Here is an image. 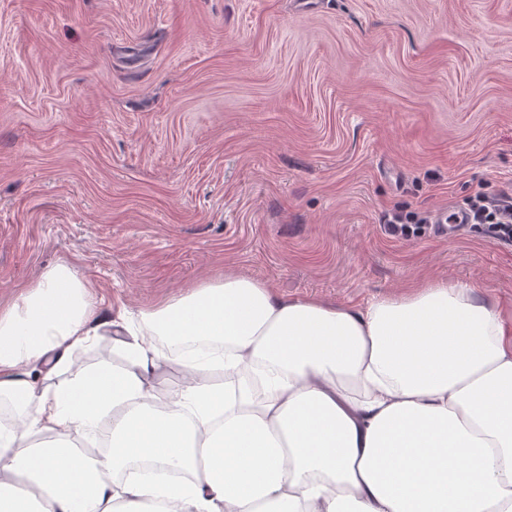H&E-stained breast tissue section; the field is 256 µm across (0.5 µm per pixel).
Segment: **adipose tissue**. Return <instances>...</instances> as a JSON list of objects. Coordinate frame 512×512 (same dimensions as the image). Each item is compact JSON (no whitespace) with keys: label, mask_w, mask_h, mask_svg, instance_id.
<instances>
[{"label":"adipose tissue","mask_w":512,"mask_h":512,"mask_svg":"<svg viewBox=\"0 0 512 512\" xmlns=\"http://www.w3.org/2000/svg\"><path fill=\"white\" fill-rule=\"evenodd\" d=\"M99 308L57 265L0 310V512H512V316L472 285L334 306L228 271L113 307L122 365L74 367ZM107 416L102 456H74ZM158 396L168 398L178 393L183 385V375L176 365L162 367L152 382Z\"/></svg>","instance_id":"ef3b65f1"}]
</instances>
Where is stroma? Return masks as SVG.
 <instances>
[{
	"label": "stroma",
	"mask_w": 512,
	"mask_h": 512,
	"mask_svg": "<svg viewBox=\"0 0 512 512\" xmlns=\"http://www.w3.org/2000/svg\"><path fill=\"white\" fill-rule=\"evenodd\" d=\"M512 191V0H0V307L66 264L141 308L232 267L353 306L512 244L389 236ZM384 224L389 235L409 240L424 233L422 229L425 228L423 224H427V217L417 219L415 216L393 210L385 216Z\"/></svg>",
	"instance_id": "1"
}]
</instances>
